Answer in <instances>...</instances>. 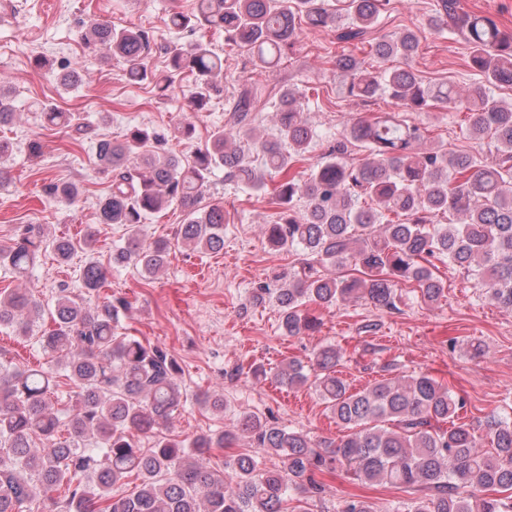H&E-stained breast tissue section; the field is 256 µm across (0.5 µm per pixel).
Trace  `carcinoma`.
<instances>
[{
  "instance_id": "1",
  "label": "carcinoma",
  "mask_w": 512,
  "mask_h": 512,
  "mask_svg": "<svg viewBox=\"0 0 512 512\" xmlns=\"http://www.w3.org/2000/svg\"><path fill=\"white\" fill-rule=\"evenodd\" d=\"M390 0H197L194 12L173 11L176 30L216 29L224 41L248 55L272 77L260 84L242 80L224 125L185 160L169 150L168 136L147 126L130 128L121 140L96 144L99 171L109 179L100 200L99 223L125 227L123 244L112 249V265H131L153 277L166 266L172 244L148 242L141 224L176 202L186 212L177 245L198 253L224 248V208L201 205L204 188L217 168L224 178L255 192L275 182L282 206L279 220L264 225L269 243L302 255L299 267L281 272L255 288L253 300L276 297L285 334L316 329L307 306L332 307L366 300L383 310L397 309L394 283L413 282L434 303L444 291L431 258L473 278L485 299L512 310V102L496 95L512 86V30L488 15L468 13L460 0H436L428 25L460 37L469 47L474 80L462 92L451 84H431L413 61L417 31L375 35ZM330 27L336 40L368 44L381 62L399 65L368 70L352 54L336 56L341 93L366 102L385 97L396 108L356 119L336 130L326 152L307 178L295 175L306 160L316 131L304 115L306 96L277 80L285 52L292 50L301 25ZM86 46L122 63L128 80L155 84L163 96L176 78H193L187 97L192 112L211 100L224 58L201 38L168 49L167 75L147 65L150 35L94 20L82 28ZM61 85L74 88L79 67L67 62ZM442 105L467 114L465 138L488 148L479 159L461 151L423 149L429 130L404 119ZM275 107V134L259 140L254 124ZM47 126H69L73 116L43 107ZM46 197L72 203L79 190L68 182L44 186ZM305 200L302 209L296 202ZM52 249L63 262L76 246L25 224L13 242L0 247V265L26 277L40 254ZM87 292L100 296L107 269L94 263L83 270ZM124 300L94 304L62 288L53 305L24 293L0 292V329L24 336L48 314L41 337L50 360L23 367L0 363V512H24L43 500L55 512H288L291 494L317 493L315 474L341 467L365 483L415 488L424 495L395 512H512V420L492 416L485 434L460 421L464 397L427 373L385 378L352 391L336 374L341 358L333 345L319 348L320 370L313 386L336 423L349 433L335 441H314L302 431L244 414L236 433L281 458L266 467L257 457L232 458L225 476L207 468L212 448L232 435L200 434L187 441L168 435L144 450L134 438L168 426L183 407L181 368L159 346L117 335ZM77 387L76 402L61 414L52 402L59 378ZM275 380L305 385L309 376L295 360L281 365ZM69 436H58L61 421ZM136 476L137 491L114 499L111 487Z\"/></svg>"
}]
</instances>
